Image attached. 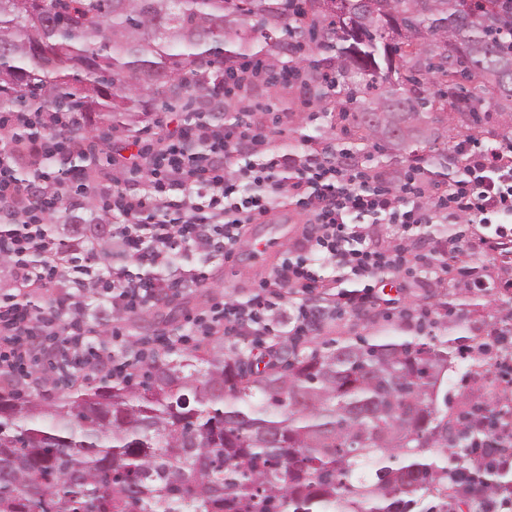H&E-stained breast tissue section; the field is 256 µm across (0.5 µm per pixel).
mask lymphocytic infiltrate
Wrapping results in <instances>:
<instances>
[{"label":"lymphocytic infiltrate","mask_w":512,"mask_h":512,"mask_svg":"<svg viewBox=\"0 0 512 512\" xmlns=\"http://www.w3.org/2000/svg\"><path fill=\"white\" fill-rule=\"evenodd\" d=\"M263 64L235 70L233 98L240 121L211 119L221 92L200 97L195 112L154 113L144 134L124 143L113 173L76 168L72 157L87 145L78 131L80 112H1L0 126L17 137L0 147V375L16 388L48 389L75 375L132 380L162 351L193 346L214 336L246 342L270 355L275 314L293 303L288 340L308 336L347 314L368 317L397 312L410 326L439 315L428 301L407 302L386 293L384 281L415 290L453 281L459 237L428 240L431 224L482 225V243L512 244V140L456 143L464 171L448 184L398 177L337 155L318 142L302 154L282 151L273 132L256 119L251 92L267 82ZM304 216L300 237L245 302H220L189 316L181 331L129 339L125 317L170 294L208 281L206 271L180 278L137 277L126 262L168 267L178 254H198L214 263L243 243L244 228L269 215L280 196ZM93 207L112 219V283L96 286V251L47 230L48 219L66 202ZM390 224L388 240L370 238L358 221ZM83 256L71 266L69 256ZM331 266L352 283L333 304H319ZM55 291L49 307L31 293ZM497 383L512 386V331L477 343ZM467 493L478 512H512V494H489L484 465L512 470V400H497L493 416L472 442Z\"/></svg>","instance_id":"1"}]
</instances>
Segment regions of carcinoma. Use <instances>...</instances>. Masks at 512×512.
<instances>
[{"mask_svg": "<svg viewBox=\"0 0 512 512\" xmlns=\"http://www.w3.org/2000/svg\"><path fill=\"white\" fill-rule=\"evenodd\" d=\"M250 58L299 77L344 134L336 153L368 165L463 172L448 112L478 140L493 104L512 131V0H0V112H81L136 137L155 102L189 111ZM50 224L111 252L94 211ZM437 329L448 319L261 368L212 340L50 404L6 385L0 512H448L476 430L448 415ZM485 481L512 490L490 464Z\"/></svg>", "mask_w": 512, "mask_h": 512, "instance_id": "cac0c4a2", "label": "carcinoma"}]
</instances>
